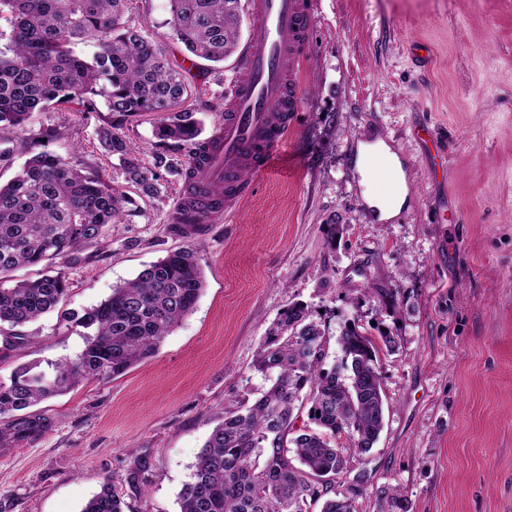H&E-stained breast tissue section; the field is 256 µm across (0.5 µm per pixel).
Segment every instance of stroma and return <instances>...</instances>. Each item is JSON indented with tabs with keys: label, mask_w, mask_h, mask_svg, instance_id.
<instances>
[{
	"label": "stroma",
	"mask_w": 512,
	"mask_h": 512,
	"mask_svg": "<svg viewBox=\"0 0 512 512\" xmlns=\"http://www.w3.org/2000/svg\"><path fill=\"white\" fill-rule=\"evenodd\" d=\"M305 60L293 76L303 101L286 164L254 178L239 209L189 232L168 216L185 190L186 158L160 175L161 194L67 268V295L25 326L22 363L77 355L83 312L182 247L197 251L205 287L158 352L125 374L85 381L31 407L38 436L0 447V512H80L110 480L126 512H179L196 456L227 410L265 387L252 369L278 312L307 305L329 330L350 318L392 333L381 362L384 428L364 460L371 474L356 512H378V489L401 487L413 512H512V0H314ZM145 34L179 63L168 0H134ZM423 42L429 64L409 47ZM238 57L198 61L189 105L213 134ZM68 157L96 156L99 114L69 112ZM436 138H417L420 125ZM395 148L409 193L379 221L356 157L368 137ZM344 233L328 244L330 223ZM366 268L359 276L358 268ZM387 288L382 308L370 287ZM143 461L133 475L135 461Z\"/></svg>",
	"instance_id": "1"
}]
</instances>
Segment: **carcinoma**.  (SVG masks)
I'll return each instance as SVG.
<instances>
[{
	"mask_svg": "<svg viewBox=\"0 0 512 512\" xmlns=\"http://www.w3.org/2000/svg\"><path fill=\"white\" fill-rule=\"evenodd\" d=\"M131 0H0V20L11 23L0 45V162L30 154L0 183V274L53 259L61 268L14 284L0 279V347L33 343L20 327L53 311L66 295L65 268L118 224L132 203L100 175L98 164L79 163L44 149L65 137L48 119L26 128L31 116L71 109L104 112L100 151L142 195L155 198L160 168L173 167L162 152L149 164L134 154L120 130L139 112L164 114L155 126L160 145L192 157L203 128L189 107L186 76L172 65L132 18ZM173 38L193 56L220 63L238 49L241 0H169ZM88 40V61L72 46ZM26 130L19 139L16 132ZM204 279L192 249L169 253L83 314L62 315L85 329L73 359L22 364L0 378V446L29 438L44 421L20 412L62 395L86 380L118 377L155 354L166 336L196 306ZM328 328L301 303L283 308L270 327L253 368L270 382L253 404L224 412L197 455L192 481L179 496L180 512H356L355 497L369 482L352 460L368 453L385 418L381 357L397 349L387 331L374 337L355 319L345 321L327 365ZM308 401L316 429L295 427L299 403ZM381 512H411L398 487L377 491ZM80 512H124L105 481Z\"/></svg>",
	"mask_w": 512,
	"mask_h": 512,
	"instance_id": "1",
	"label": "carcinoma"
}]
</instances>
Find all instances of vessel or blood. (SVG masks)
<instances>
[{
    "label": "vessel or blood",
    "mask_w": 512,
    "mask_h": 512,
    "mask_svg": "<svg viewBox=\"0 0 512 512\" xmlns=\"http://www.w3.org/2000/svg\"><path fill=\"white\" fill-rule=\"evenodd\" d=\"M313 0H251L250 39L240 75L225 96L224 125L193 157L192 196L171 214L174 224L235 211L252 185L243 171L269 170L302 102L291 76L304 60Z\"/></svg>",
    "instance_id": "vessel-or-blood-1"
}]
</instances>
